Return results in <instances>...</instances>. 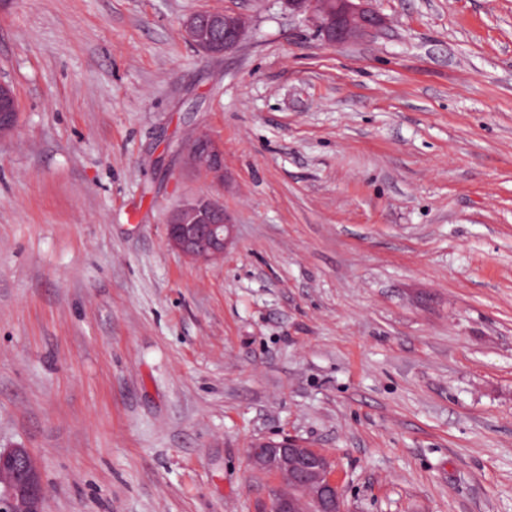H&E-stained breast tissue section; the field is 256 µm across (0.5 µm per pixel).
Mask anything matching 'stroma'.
Returning a JSON list of instances; mask_svg holds the SVG:
<instances>
[{
    "label": "stroma",
    "mask_w": 512,
    "mask_h": 512,
    "mask_svg": "<svg viewBox=\"0 0 512 512\" xmlns=\"http://www.w3.org/2000/svg\"><path fill=\"white\" fill-rule=\"evenodd\" d=\"M372 6L330 46L280 0H0V448L45 512H253L284 435L349 512H512V0ZM200 196L210 263L166 240ZM240 14L201 10L193 13L183 26L185 38L210 56H221L235 48L244 33ZM17 119V108L10 94L0 93V137L10 134ZM187 158L211 180L224 182V149L208 134L195 137L186 148ZM233 224L219 201L207 197L184 200L169 215L166 238L169 245L196 262L222 259Z\"/></svg>",
    "instance_id": "35a3bbf8"
}]
</instances>
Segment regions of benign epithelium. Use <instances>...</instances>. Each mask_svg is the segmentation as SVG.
Masks as SVG:
<instances>
[{
	"label": "benign epithelium",
	"mask_w": 512,
	"mask_h": 512,
	"mask_svg": "<svg viewBox=\"0 0 512 512\" xmlns=\"http://www.w3.org/2000/svg\"><path fill=\"white\" fill-rule=\"evenodd\" d=\"M289 10L314 18L318 31L332 44L368 35L383 24V17L367 7V0H282ZM243 17L227 11L201 10L183 26L185 38L210 56L235 48L244 33ZM17 108L8 94H0V137L10 134ZM187 158L211 180L224 182V149L209 135L195 137ZM233 224L220 202L197 197L184 200L169 215V245L196 262L224 257ZM249 461L256 472L286 480L261 502L256 512H344L341 488L334 477L332 456L293 438L251 443ZM41 469L25 448L0 449V512H43Z\"/></svg>",
	"instance_id": "obj_1"
}]
</instances>
